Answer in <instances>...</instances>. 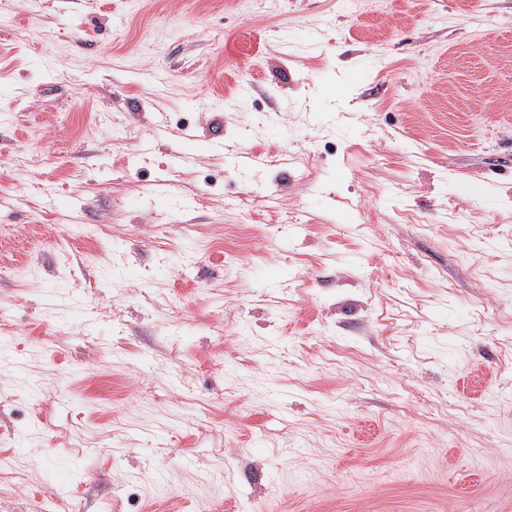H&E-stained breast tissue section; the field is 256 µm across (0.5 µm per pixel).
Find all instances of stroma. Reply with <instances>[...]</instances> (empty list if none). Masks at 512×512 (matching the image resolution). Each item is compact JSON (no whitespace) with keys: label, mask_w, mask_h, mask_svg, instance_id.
<instances>
[{"label":"stroma","mask_w":512,"mask_h":512,"mask_svg":"<svg viewBox=\"0 0 512 512\" xmlns=\"http://www.w3.org/2000/svg\"><path fill=\"white\" fill-rule=\"evenodd\" d=\"M0 512H512V0L0 5Z\"/></svg>","instance_id":"35a3bbf8"}]
</instances>
